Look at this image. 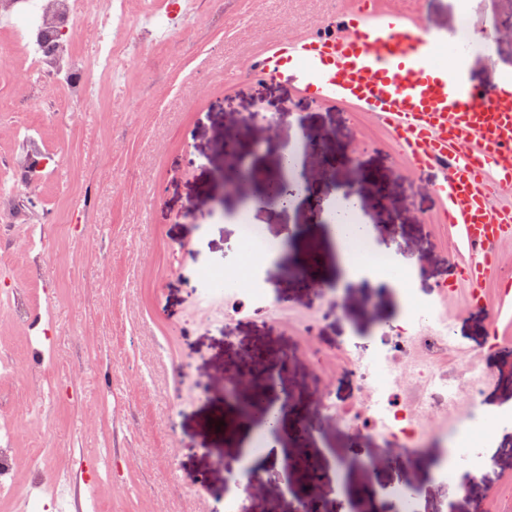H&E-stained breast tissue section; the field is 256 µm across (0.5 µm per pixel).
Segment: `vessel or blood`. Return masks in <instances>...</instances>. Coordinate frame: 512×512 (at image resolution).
Returning a JSON list of instances; mask_svg holds the SVG:
<instances>
[{"label": "vessel or blood", "instance_id": "1", "mask_svg": "<svg viewBox=\"0 0 512 512\" xmlns=\"http://www.w3.org/2000/svg\"><path fill=\"white\" fill-rule=\"evenodd\" d=\"M180 2L170 25L143 24L130 35L161 40L187 27L194 0ZM450 50L416 12L395 0H363L304 35L277 33L250 57L248 73L341 100L395 133L404 154L438 173L435 191L446 203L461 285L478 303L485 284L498 282L501 302L511 308L512 280L503 278L498 253L512 241V205L492 200L512 194V73L486 88L463 69L449 70L443 55Z\"/></svg>", "mask_w": 512, "mask_h": 512}]
</instances>
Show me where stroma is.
Instances as JSON below:
<instances>
[{"mask_svg":"<svg viewBox=\"0 0 512 512\" xmlns=\"http://www.w3.org/2000/svg\"><path fill=\"white\" fill-rule=\"evenodd\" d=\"M353 0H199L193 23L162 42H118L122 78L102 80L107 104L99 112H72L67 128L40 121L39 143L60 162L30 205L14 213V228L0 241V274L21 290L26 325L0 312V359L33 337L41 361L0 375V425L14 429L12 480L17 494L0 499V512H22L37 496L31 449H44L70 471L77 456L112 459L111 480L79 485L80 503L98 500L107 512H224L223 466L216 452L235 458L241 430L214 427L233 415L224 399V374L250 366L255 349L285 360L267 394L253 399L260 417L267 398L292 397L301 418H284L281 458L258 464L267 478L254 512H295L296 499L280 480L298 473L297 448L316 459L326 491L318 512H376L372 493L405 478L417 488L418 512H496L512 489V425L493 440L467 435L468 455L493 458L466 495L451 499L432 478L431 457L447 440L430 441L426 457L392 453L377 434H351L346 423H323L309 408L322 380L331 381L338 407L353 412L369 402L350 374V356L382 346L402 317L400 290L343 282L336 244L316 205L353 190L362 221L390 253L415 293L436 302L459 347L494 374L485 391L512 406V313L497 314L496 289L484 305L456 289L458 255L440 227L445 207L434 172L414 166L393 146L388 130L365 112L313 97L298 85L249 77L246 52L257 42L253 11L269 28L301 35ZM433 29H492L491 51L472 54L468 74L478 83L512 71V0H407ZM241 19L236 36L227 18ZM28 62L21 49L0 57V99L34 96L20 81ZM274 116L275 131L243 124V115ZM267 141L250 163L260 176L276 171L281 150L304 144L303 180L317 187L289 208L258 207L255 223L282 241L261 268L267 303L204 289L209 269L240 259L233 215L238 196L224 198L212 215L216 172L224 165L225 137ZM84 204L86 221L57 239L47 213L71 214ZM340 295H332V288ZM502 338L492 349L489 337ZM347 477L336 482V464Z\"/></svg>","mask_w":512,"mask_h":512,"instance_id":"stroma-1","label":"stroma"}]
</instances>
